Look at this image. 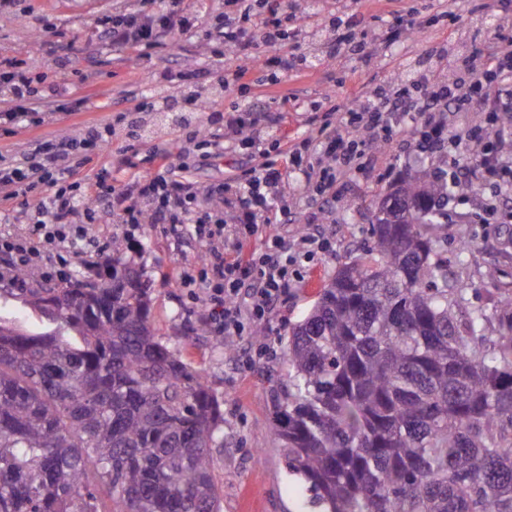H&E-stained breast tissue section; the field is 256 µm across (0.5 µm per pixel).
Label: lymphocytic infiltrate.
Masks as SVG:
<instances>
[{"mask_svg":"<svg viewBox=\"0 0 512 512\" xmlns=\"http://www.w3.org/2000/svg\"><path fill=\"white\" fill-rule=\"evenodd\" d=\"M195 22L184 0H127L99 18L96 32L113 50L146 57L191 31ZM364 24L358 9L327 12L322 0H224L223 11L210 17L208 37L237 59V68L217 79L205 70L180 71L177 89L160 83L147 102L116 117L127 131L118 149L122 157L136 153L143 140L137 112L171 111L176 97L182 100L176 123L188 139L196 137L189 116L202 113L211 130L206 144L215 156L251 149L259 157L243 181L244 194L232 200L228 185L195 189L178 180L179 156L159 146L145 158L146 174L121 183L99 177L87 185L88 200L113 223L192 225L207 247L201 259L205 275L197 279L184 272L180 279L184 287L203 290L204 320L216 332L239 337L247 323L266 320L288 292L292 245L314 242L307 233L284 234L297 214L275 206L283 193V171L264 145L281 143L284 113L241 105L239 97L272 67L282 75L303 73L324 56L372 67L379 48L409 38L424 22L413 14L399 15L371 29L369 36L355 37V29ZM289 31L297 37L291 46L285 43ZM66 108L64 100L39 86L30 69L16 62L0 69L1 126L16 127L31 113ZM329 112L338 115L339 124H323V141L305 138L282 151L294 163L317 147L316 164L302 171L316 194H335L341 173L368 170L378 146L402 137L421 152L445 155L453 186L488 185L496 199L512 203V151L501 146L512 133L507 124L512 115V13L503 12L491 27L475 18L467 35L449 32L428 47L422 61L382 80L356 106H333ZM405 117L412 120L406 130L400 125ZM111 143L110 136L90 126L79 138L50 139L19 156L0 154V193L22 199L42 216L0 237V251L18 256L24 265L33 259L49 264L56 250L86 238V228L74 222L77 202L66 187L78 173L70 157L80 149L104 151ZM201 198L206 210L191 212V202ZM228 205L234 210L230 230L224 220Z\"/></svg>","mask_w":512,"mask_h":512,"instance_id":"obj_1","label":"lymphocytic infiltrate"}]
</instances>
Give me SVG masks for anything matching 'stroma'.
Listing matches in <instances>:
<instances>
[{
    "mask_svg": "<svg viewBox=\"0 0 512 512\" xmlns=\"http://www.w3.org/2000/svg\"><path fill=\"white\" fill-rule=\"evenodd\" d=\"M116 0H21L18 11L0 16V56L22 62L48 82L71 87L73 109L41 112L8 134L0 130V153L13 155L54 137L78 136L86 127L112 124V105L156 89L155 74L165 67L192 66L220 75L232 72L237 61L231 55H213L204 31L173 46L140 59L128 52L113 51L96 35V20L110 11ZM453 8L457 26L470 28L475 15L495 9L494 0H361L360 9L375 24H383L395 13H416L427 27L409 39L383 50L373 68L323 59L318 68L301 76L282 77L277 86L251 89L254 97H274L275 109L288 115L283 130L289 142L317 135L325 118L320 112L302 111L303 102L330 95L337 105L350 107L358 92L372 90L387 75L423 57L426 49L445 37L448 22L442 11ZM51 32H42L41 24ZM55 42L58 55L78 53L81 70L58 68L47 54V42ZM165 139L172 151H185V161L194 177L217 184L242 174L247 155L227 153L206 157L201 141H186L183 134L169 133ZM434 170L431 156L395 142L382 149L372 169L363 174L340 176L336 198L324 205L307 200L302 176L296 167L284 172L285 198L297 204L302 222L312 224L327 248H313L312 256L294 267V280L287 300L264 322V338H245V351L227 357L224 340L204 331L200 304L193 289L182 287L179 273L195 266L199 246L190 225L172 229L167 224H143L133 240L124 244L125 257L143 273L150 286L151 321L164 342L179 351L183 360L200 371L217 395L224 412L223 445L212 449L213 471L223 490V512H305L308 494L304 485L289 474L271 428L270 389L287 374L285 345L290 327L311 309L321 288L348 255L368 252L374 212L382 197L400 179ZM481 192L453 190L448 198V221L439 225V250L448 260V283L464 287L473 307L490 308L501 291H512V223L480 224L475 214ZM83 223L98 230L95 242L80 241L63 250V277H73L83 265L81 252L95 249L102 262L112 257V240L121 236L120 225L102 230L99 215L86 213ZM497 268L496 280H488L489 268ZM12 284L0 280V324L28 334L52 331V324L11 296Z\"/></svg>",
    "mask_w": 512,
    "mask_h": 512,
    "instance_id": "1",
    "label": "stroma"
}]
</instances>
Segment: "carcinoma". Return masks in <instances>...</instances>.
<instances>
[{
    "label": "carcinoma",
    "instance_id": "carcinoma-1",
    "mask_svg": "<svg viewBox=\"0 0 512 512\" xmlns=\"http://www.w3.org/2000/svg\"><path fill=\"white\" fill-rule=\"evenodd\" d=\"M393 195L288 332L274 435L316 512H512V294L469 312L448 287L438 176ZM122 253L19 289L59 332L0 325V512H222L219 399L156 336Z\"/></svg>",
    "mask_w": 512,
    "mask_h": 512
}]
</instances>
